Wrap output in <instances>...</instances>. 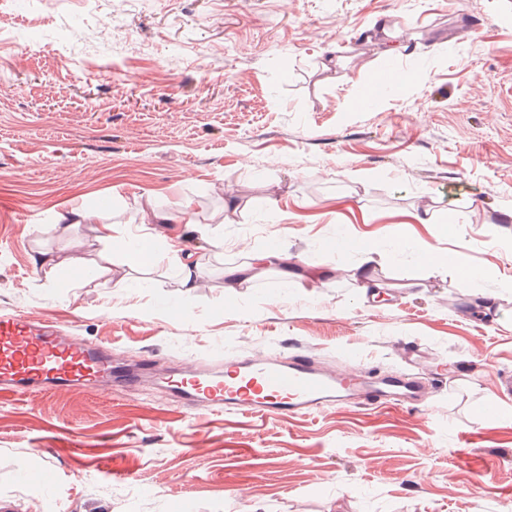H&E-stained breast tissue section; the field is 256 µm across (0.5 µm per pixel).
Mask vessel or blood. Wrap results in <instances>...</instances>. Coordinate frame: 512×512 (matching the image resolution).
I'll list each match as a JSON object with an SVG mask.
<instances>
[{"label": "vessel or blood", "instance_id": "obj_1", "mask_svg": "<svg viewBox=\"0 0 512 512\" xmlns=\"http://www.w3.org/2000/svg\"><path fill=\"white\" fill-rule=\"evenodd\" d=\"M422 362L408 358L404 369L374 377L344 366L326 369L303 351L259 353L223 370L183 367L169 373L168 385L196 409L248 415L270 413L292 418L334 404L386 407L422 398ZM155 369L146 359L116 366L102 346L72 336L55 322L0 310V394L53 392L94 385L135 386Z\"/></svg>", "mask_w": 512, "mask_h": 512}]
</instances>
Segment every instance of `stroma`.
<instances>
[{"instance_id":"1","label":"stroma","mask_w":512,"mask_h":512,"mask_svg":"<svg viewBox=\"0 0 512 512\" xmlns=\"http://www.w3.org/2000/svg\"><path fill=\"white\" fill-rule=\"evenodd\" d=\"M384 18L405 44L390 58ZM392 65L407 82L363 106ZM147 196L195 217L154 235L199 263L170 316L153 304L177 296L176 269L130 268L92 224L35 230L86 206L135 235ZM511 212L512 0H7L0 309L173 369L296 343L383 376L416 347L448 384L421 411L293 419L203 413L155 383L0 397V512H512ZM342 234L371 249L377 301ZM76 241L89 260L107 251L109 274L38 270ZM418 242L483 269L495 321L472 314L465 278L427 274ZM272 243L292 271H321L317 288L277 268L229 276ZM63 437L79 456L54 454Z\"/></svg>"}]
</instances>
